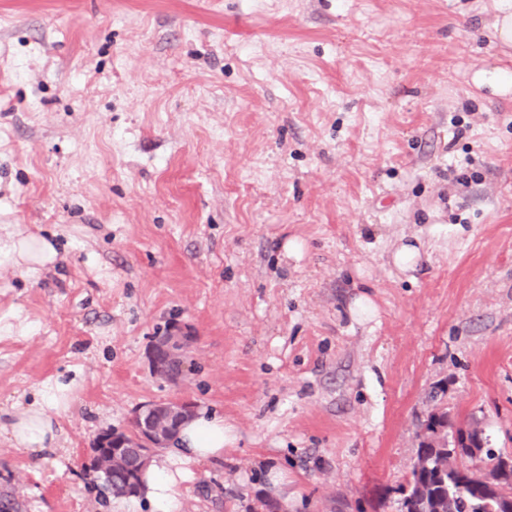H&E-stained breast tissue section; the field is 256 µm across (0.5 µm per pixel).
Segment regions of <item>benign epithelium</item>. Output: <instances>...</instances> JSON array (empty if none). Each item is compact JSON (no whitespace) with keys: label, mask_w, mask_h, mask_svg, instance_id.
<instances>
[{"label":"benign epithelium","mask_w":512,"mask_h":512,"mask_svg":"<svg viewBox=\"0 0 512 512\" xmlns=\"http://www.w3.org/2000/svg\"><path fill=\"white\" fill-rule=\"evenodd\" d=\"M188 331L179 324L172 325L168 332L157 338L149 352V360L156 361L162 354L179 365L174 380L179 381L190 373L184 357ZM195 414V403L189 400L151 402L140 406L134 413L140 425L131 430L106 431L99 436V442L106 448L105 454L87 465L90 473L108 472L111 461L116 458L118 448H136L140 459L151 457L158 448H167L173 442L176 427Z\"/></svg>","instance_id":"obj_1"}]
</instances>
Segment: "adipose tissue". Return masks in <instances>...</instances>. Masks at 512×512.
I'll return each instance as SVG.
<instances>
[{
  "mask_svg": "<svg viewBox=\"0 0 512 512\" xmlns=\"http://www.w3.org/2000/svg\"><path fill=\"white\" fill-rule=\"evenodd\" d=\"M0 253L30 267L52 263L57 256L52 242L32 234L4 244ZM69 391L67 384L45 383L37 400L22 414L0 424V432L14 447L31 452L58 447L61 426L55 414L65 409ZM226 440L224 420L217 415L200 411L185 423L174 447L146 466L141 494L150 512H182L180 483L191 477L194 465L223 456Z\"/></svg>",
  "mask_w": 512,
  "mask_h": 512,
  "instance_id": "obj_1",
  "label": "adipose tissue"
}]
</instances>
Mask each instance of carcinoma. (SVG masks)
I'll list each match as a JSON object with an SVG mask.
<instances>
[{"label":"carcinoma","instance_id":"obj_1","mask_svg":"<svg viewBox=\"0 0 512 512\" xmlns=\"http://www.w3.org/2000/svg\"><path fill=\"white\" fill-rule=\"evenodd\" d=\"M427 427L440 428L443 437L467 436L487 440L479 423L464 426L444 410L429 414ZM414 465L395 488L397 512H512V469L492 485L484 483L466 464L448 451L446 444H419ZM143 464L136 449L128 448L123 464L104 477L105 488L116 498L136 495L129 478L141 481Z\"/></svg>","mask_w":512,"mask_h":512}]
</instances>
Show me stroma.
<instances>
[{
	"mask_svg": "<svg viewBox=\"0 0 512 512\" xmlns=\"http://www.w3.org/2000/svg\"><path fill=\"white\" fill-rule=\"evenodd\" d=\"M504 5L0 0V239L58 251L0 261V408L77 382L61 448L0 437V512H118L91 445L156 400L231 429L183 512H395L438 403L512 451ZM2 252L16 264L30 266L33 271L37 269L32 266H45L52 263L57 256V250L52 242L33 234L22 236L17 241L12 239L10 243L3 245V249L0 241V255ZM188 337V331L179 324L172 325L164 336H160L152 344L149 352V361L155 362L159 354L166 355L167 358L179 365L178 374L172 378L173 381H179L186 378L190 373L184 355L185 343Z\"/></svg>",
	"mask_w": 512,
	"mask_h": 512,
	"instance_id": "1",
	"label": "stroma"
}]
</instances>
